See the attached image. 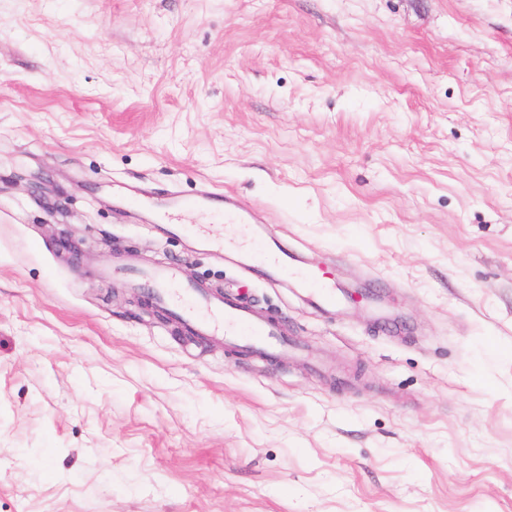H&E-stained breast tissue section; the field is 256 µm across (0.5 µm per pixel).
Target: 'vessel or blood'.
<instances>
[{
	"label": "vessel or blood",
	"instance_id": "vessel-or-blood-1",
	"mask_svg": "<svg viewBox=\"0 0 512 512\" xmlns=\"http://www.w3.org/2000/svg\"><path fill=\"white\" fill-rule=\"evenodd\" d=\"M202 213L223 211L231 221L241 224L258 223L259 217L243 204H229L227 198L214 196L199 199L177 198L165 214L168 223H177L183 211ZM295 278L311 290L315 305L335 307L338 299L333 286L317 282L305 270ZM142 279L152 290L155 300L166 305L182 318L194 336H221L239 346L270 356L287 353L288 339L282 328L254 317L244 300L206 292L195 285L181 281L176 264H167L143 274Z\"/></svg>",
	"mask_w": 512,
	"mask_h": 512
}]
</instances>
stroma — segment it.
<instances>
[{"label": "stroma", "mask_w": 512, "mask_h": 512, "mask_svg": "<svg viewBox=\"0 0 512 512\" xmlns=\"http://www.w3.org/2000/svg\"><path fill=\"white\" fill-rule=\"evenodd\" d=\"M224 191L379 299L162 231ZM162 262L293 351L139 309ZM0 512H512V0H0ZM295 279L311 290L312 302L324 308H334L338 303L334 287L325 283H318L314 276L305 270H296Z\"/></svg>", "instance_id": "35a3bbf8"}]
</instances>
